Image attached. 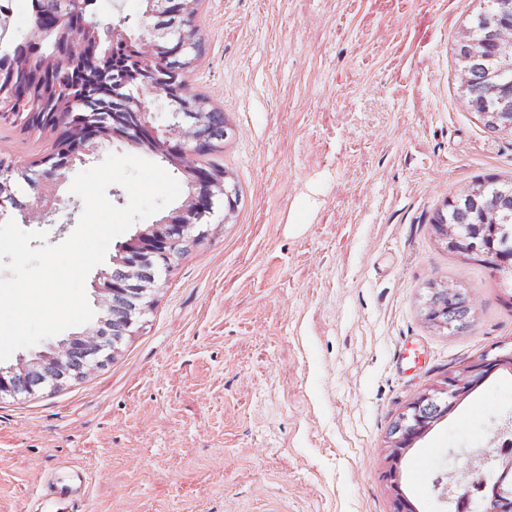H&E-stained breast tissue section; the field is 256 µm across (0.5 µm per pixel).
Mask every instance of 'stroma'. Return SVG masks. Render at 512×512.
I'll use <instances>...</instances> for the list:
<instances>
[{
  "label": "stroma",
  "mask_w": 512,
  "mask_h": 512,
  "mask_svg": "<svg viewBox=\"0 0 512 512\" xmlns=\"http://www.w3.org/2000/svg\"><path fill=\"white\" fill-rule=\"evenodd\" d=\"M478 0H203L192 89L224 110L239 187L155 290L114 360L54 393L0 399V512H31L58 465L85 512H391L388 431L424 389L512 346V281L446 251L431 221L476 180L512 178V134L461 92ZM70 182L47 241L75 229ZM474 297L430 326L429 286ZM512 429V372L435 422L400 465L416 512L434 478ZM431 295L425 305V318L428 323L438 329H449L451 326L469 328L471 316L463 306H456L448 310V304L465 298L472 311V297L464 289L445 282H432Z\"/></svg>",
  "instance_id": "1"
}]
</instances>
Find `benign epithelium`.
Instances as JSON below:
<instances>
[{
	"mask_svg": "<svg viewBox=\"0 0 512 512\" xmlns=\"http://www.w3.org/2000/svg\"><path fill=\"white\" fill-rule=\"evenodd\" d=\"M163 0H149V6L141 17L133 19L125 16L120 24L112 25L105 30L106 40L116 42L130 38L132 31H140L137 39L141 61L145 66L156 62L157 37L151 26V17L159 14ZM87 3L85 0H66L62 9L48 11L52 18V28L58 35V64L48 63L38 51L32 49L42 37L41 31L35 28L28 32L30 46L20 55L27 77L35 81H44L46 75L59 77L63 64L75 55L87 52L90 45L100 42L98 33L86 30L81 16ZM487 39L476 41L464 36L459 46L462 51L457 53V65L461 71L462 93H467L471 83L470 58L493 53L502 46H512V8L503 14H490L485 21ZM124 95L119 97L123 106L134 110L133 120L126 121L121 113H112V128L103 130L94 123L78 125L71 129V140L76 151L69 155L67 161L39 172L31 182L33 194L27 203L30 214H38L42 222L52 223V217L58 212V199L52 198L41 191L46 181H61L66 170L76 161H85L84 154L89 147L105 142H122L142 148L150 147L154 152L163 154L167 160L184 173L188 178V198L185 203L159 223L145 230H139L128 240L116 246L113 261L129 267L151 264L159 269L170 271L176 255L175 246L185 239L202 240L206 236L203 229V218L214 212L217 205L224 207V216L233 213L236 206L232 177L224 172L211 173L199 164L200 153L211 146V141L202 121L184 127L186 117L176 114L169 122L160 119V114L153 109L160 94V85L156 82L124 84ZM498 106L489 111L485 103L469 102V106L483 117L493 118L498 129L512 131V86H502L496 90ZM46 101L33 95L29 98L26 113L14 114L1 112L0 119L16 118L25 122L42 113ZM504 229L500 224V209H481L471 229L460 234L447 224V220L435 226L436 234L445 248L469 255L476 254L493 267H498L505 259L512 260V250L504 251L487 249L484 245L486 230ZM134 294L135 303L123 317L119 331L111 336H100L92 343H84L74 336L60 340L47 346V350L38 353L41 365L49 368L42 385L28 388L26 394L34 395L41 388L55 391L64 386L68 379L77 378L79 374L73 369V362L78 351H83L87 359V367L107 365L117 354V346L127 336L135 335L141 327L142 317L150 312L154 305V292L151 286H135L128 281L114 282L111 275H106L101 297L97 299L106 318L115 313L114 297L122 294ZM463 299L472 305V297L464 289L445 282H434L431 295L425 305V318L428 323L438 329H447L448 305ZM499 370L512 371V348L497 345L469 361L464 367L444 375L430 389L418 395L410 402L389 433L388 465L381 473V479L392 490V512H415V508L405 497L400 483V463L406 451L421 437L437 420L448 414L455 404L459 403L473 390L480 386L488 377ZM17 395L20 390L16 386V374L8 369L0 368V394ZM480 488L488 499L483 503L485 512H512V456L495 455L493 458H471L462 466L448 473V501L462 510V504L468 500L474 488Z\"/></svg>",
	"mask_w": 512,
	"mask_h": 512,
	"instance_id": "7a95c632",
	"label": "benign epithelium"
}]
</instances>
